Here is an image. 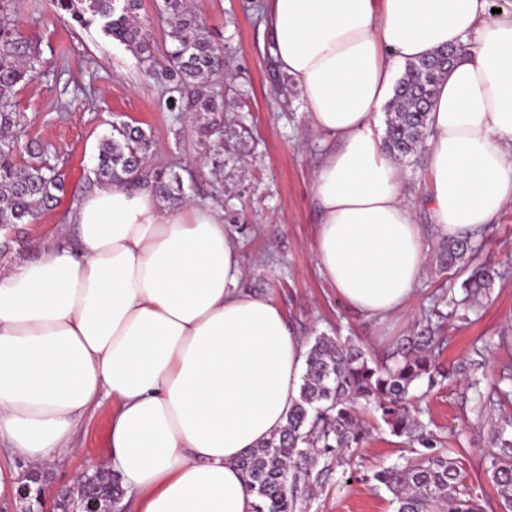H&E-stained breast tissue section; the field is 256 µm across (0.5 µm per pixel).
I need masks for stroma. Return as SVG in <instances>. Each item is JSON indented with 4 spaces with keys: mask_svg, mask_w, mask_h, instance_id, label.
Returning a JSON list of instances; mask_svg holds the SVG:
<instances>
[{
    "mask_svg": "<svg viewBox=\"0 0 512 512\" xmlns=\"http://www.w3.org/2000/svg\"><path fill=\"white\" fill-rule=\"evenodd\" d=\"M190 2L224 51V74L216 88L225 107L251 130L242 149L224 154V167L217 173L203 156L193 119L167 110L164 83L124 45L99 25L83 26L57 11L52 0H14V26L37 44L41 55L34 79L11 94L22 115L16 158L29 162L37 156L57 165L66 190L36 222L0 228V269L35 257L54 240L72 202L89 190L100 144L113 124L124 122L151 134V167L174 169L191 200L217 204L232 218L231 230L242 242L245 286L275 301L298 335L309 342L323 333L355 336L383 349L418 321L444 284L435 257H428L424 282L406 314L372 319L339 300L320 276L313 248L319 214L312 182L327 138L303 111L300 89H293L285 107L275 96L283 75L271 63L268 34L261 26L263 0ZM477 260L509 275L496 280L488 297L466 315L449 317L439 362L451 376L433 387L419 382L416 391L424 396L422 420L429 431L445 446L462 450L472 494L492 499L496 489L485 456L494 441L490 433L473 431L472 424L478 412H485L512 438V406L489 405L478 396L503 366L512 367V207L485 231ZM478 350L485 377L475 391L469 387V374L457 367ZM113 409L106 400L88 412L74 435L76 454L45 463L36 472L48 510L77 475L107 463ZM363 421L368 438L361 447L345 451V465L330 468L325 458L315 460L312 468L322 477L312 497L298 502L296 512H395L391 493L374 474L406 464L414 455L401 438L391 435L380 415H364ZM29 473L27 462L1 443L0 512H25L28 503L16 489Z\"/></svg>",
    "mask_w": 512,
    "mask_h": 512,
    "instance_id": "1",
    "label": "stroma"
}]
</instances>
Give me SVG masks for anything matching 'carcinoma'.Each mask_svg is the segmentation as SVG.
Returning <instances> with one entry per match:
<instances>
[{
    "label": "carcinoma",
    "instance_id": "carcinoma-1",
    "mask_svg": "<svg viewBox=\"0 0 512 512\" xmlns=\"http://www.w3.org/2000/svg\"><path fill=\"white\" fill-rule=\"evenodd\" d=\"M57 9L71 13L82 24L97 23L112 40L127 47L145 68L154 56L138 12L140 0H53ZM158 8L169 27L171 48L162 76L169 87L166 108L189 112L197 126L199 144L220 159L224 128V97L210 84L213 74L224 69V54L192 13L188 0H160ZM40 54L37 47L17 36L0 19V226L28 224L58 201L64 190L59 170L51 165L15 161L14 144L20 131V113L9 93L33 80ZM450 65L445 49L407 64L387 107L384 137L386 153L395 159L419 157L428 129V112L435 88ZM151 136L138 127L121 125L98 149L92 170L99 185H149L168 201L184 198L182 176L174 170H151ZM478 247L472 240L451 239L442 244L436 264L442 273L469 271L460 285L439 296L430 314L405 336L395 339L383 357L350 337L322 334L307 353V372L300 397L288 414L286 425L240 461L249 491L255 496L254 512H294L298 492L308 495L316 485L309 462L314 456L340 458L344 448L360 444L365 430L355 412L358 404L381 413L392 435L420 447L415 464H394L374 474L393 495L396 512H493L485 500L466 490L463 465L451 448L439 450L434 436L419 419L414 390L425 379L436 384L442 375L435 350L438 332L448 312L473 307L488 295L503 274L473 265ZM486 470L496 488L498 504L512 508V441L504 440L489 454Z\"/></svg>",
    "mask_w": 512,
    "mask_h": 512
}]
</instances>
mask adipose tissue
Returning a JSON list of instances; mask_svg holds the SVG:
<instances>
[{
  "label": "adipose tissue",
  "mask_w": 512,
  "mask_h": 512,
  "mask_svg": "<svg viewBox=\"0 0 512 512\" xmlns=\"http://www.w3.org/2000/svg\"><path fill=\"white\" fill-rule=\"evenodd\" d=\"M486 0H265L275 65L334 140L315 172L318 270L351 310L406 311L432 238L458 239L512 206V12ZM463 46L429 114L416 223L376 116L403 65ZM307 345L243 285L224 210L165 209L115 186L78 198L57 240L0 271V440L40 467L72 454L112 400L108 465L138 512H253L239 460L283 428Z\"/></svg>",
  "instance_id": "adipose-tissue-1"
}]
</instances>
